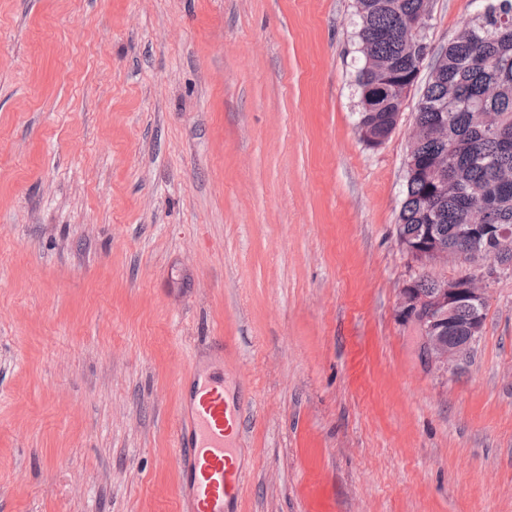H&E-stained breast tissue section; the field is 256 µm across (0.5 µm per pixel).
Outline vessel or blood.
Returning a JSON list of instances; mask_svg holds the SVG:
<instances>
[{
  "mask_svg": "<svg viewBox=\"0 0 512 512\" xmlns=\"http://www.w3.org/2000/svg\"><path fill=\"white\" fill-rule=\"evenodd\" d=\"M179 385L184 411L173 450L180 475L178 512H230L243 486L237 448L245 410L226 401L223 381L193 374L181 377Z\"/></svg>",
  "mask_w": 512,
  "mask_h": 512,
  "instance_id": "b4317fda",
  "label": "vessel or blood"
}]
</instances>
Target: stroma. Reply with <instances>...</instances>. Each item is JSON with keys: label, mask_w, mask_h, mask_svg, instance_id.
<instances>
[{"label": "stroma", "mask_w": 512, "mask_h": 512, "mask_svg": "<svg viewBox=\"0 0 512 512\" xmlns=\"http://www.w3.org/2000/svg\"><path fill=\"white\" fill-rule=\"evenodd\" d=\"M434 0L429 74L472 17ZM354 0H0V512H173L224 341L236 512H512V265L454 374L397 318L419 90L356 128Z\"/></svg>", "instance_id": "35a3bbf8"}]
</instances>
